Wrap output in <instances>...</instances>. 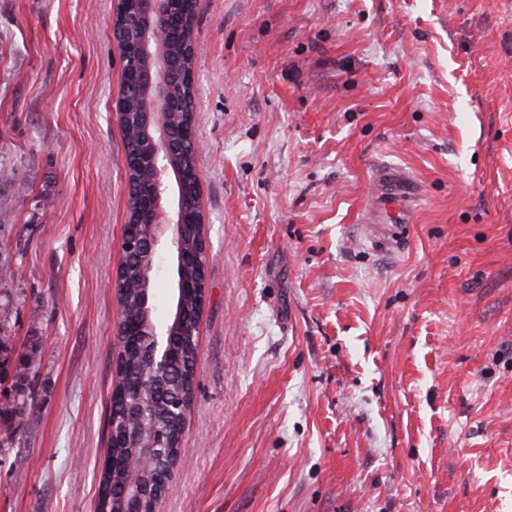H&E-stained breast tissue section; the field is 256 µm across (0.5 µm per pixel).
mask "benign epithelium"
Instances as JSON below:
<instances>
[{
  "instance_id": "7a95c632",
  "label": "benign epithelium",
  "mask_w": 512,
  "mask_h": 512,
  "mask_svg": "<svg viewBox=\"0 0 512 512\" xmlns=\"http://www.w3.org/2000/svg\"><path fill=\"white\" fill-rule=\"evenodd\" d=\"M177 0H138L137 12L129 16L117 9L112 19V34L119 43L128 39L138 43L139 64L135 69L137 87L140 89L141 111L136 113L137 123L146 131L143 156L148 161V175L136 187L128 188L134 204L135 221L150 228L148 235L126 230L123 251L143 258L141 321L122 322L119 337L142 336L145 344L140 353V387H150L154 375L169 371L172 365L170 337L195 327L186 320L179 304L171 305L167 324L159 326L154 319L153 282L164 268L175 272L173 288L177 297L187 290H195L200 297L206 295L205 279L188 280L184 271L190 266L206 270L207 245L201 241L196 253H188L180 245V231L186 220L202 223L199 204L189 202L184 195V184L201 182L197 153L194 102L176 96L175 85L183 78L194 79V74L184 75L179 61L169 50L174 28L181 27L175 16ZM191 394L180 395L168 408L178 431H183L186 414L190 408ZM161 433L148 432L140 443L139 462L159 471L154 486L133 482L122 489L127 501V512H143L144 499L159 500L170 488V475L175 466L172 460L164 461Z\"/></svg>"
}]
</instances>
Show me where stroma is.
Wrapping results in <instances>:
<instances>
[{
  "mask_svg": "<svg viewBox=\"0 0 512 512\" xmlns=\"http://www.w3.org/2000/svg\"><path fill=\"white\" fill-rule=\"evenodd\" d=\"M118 3L0 0V512H95ZM194 35L206 301L157 512H512V0H199ZM394 210L397 214H394ZM386 215L389 219H393L394 222L391 224H407L408 216L405 208L402 205L396 203H383L381 207L375 206L372 210H369L366 214L365 223L368 224H383V216Z\"/></svg>",
  "mask_w": 512,
  "mask_h": 512,
  "instance_id": "1",
  "label": "stroma"
}]
</instances>
